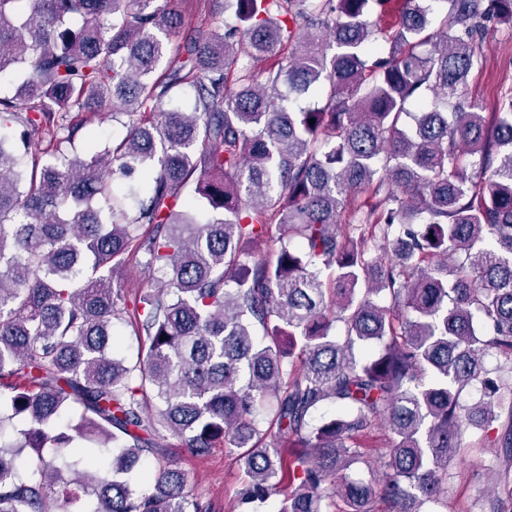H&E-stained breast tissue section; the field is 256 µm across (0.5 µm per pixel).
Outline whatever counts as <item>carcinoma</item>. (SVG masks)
Here are the masks:
<instances>
[{
    "label": "carcinoma",
    "instance_id": "obj_1",
    "mask_svg": "<svg viewBox=\"0 0 512 512\" xmlns=\"http://www.w3.org/2000/svg\"><path fill=\"white\" fill-rule=\"evenodd\" d=\"M431 2L0 0V512H211L167 449L216 447L244 504L441 512L470 425L504 459L488 512H512V391L486 365L512 366V90L467 97L512 0ZM186 4L225 19L198 35ZM105 105L126 132L100 150L79 115ZM140 254L130 307L112 278ZM379 427L376 467L356 440ZM113 331L115 334L119 335L121 354L126 358L128 363H134L138 351L141 348L142 337L136 335L132 327L118 321L115 322Z\"/></svg>",
    "mask_w": 512,
    "mask_h": 512
}]
</instances>
